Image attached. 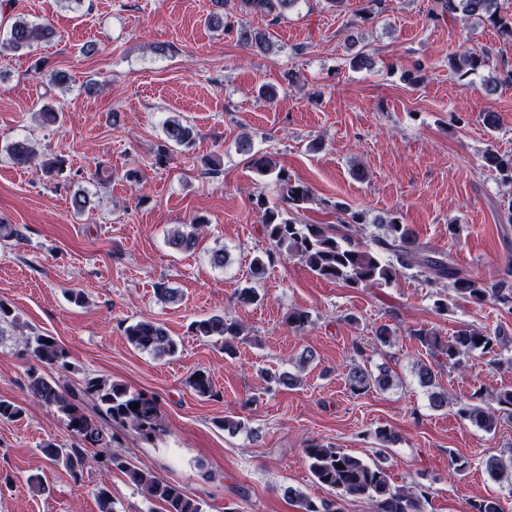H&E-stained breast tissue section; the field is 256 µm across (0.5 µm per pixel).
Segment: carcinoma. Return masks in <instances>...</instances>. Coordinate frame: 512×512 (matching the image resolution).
Listing matches in <instances>:
<instances>
[{"label": "carcinoma", "mask_w": 512, "mask_h": 512, "mask_svg": "<svg viewBox=\"0 0 512 512\" xmlns=\"http://www.w3.org/2000/svg\"><path fill=\"white\" fill-rule=\"evenodd\" d=\"M298 0H236L234 8L242 14H261L276 20L284 10ZM439 15L450 17L461 13L477 18L492 26L502 36L512 38V13H503L498 0H437ZM50 34L46 24L17 17L0 35V54L17 51ZM241 43L256 52H267L271 46L269 32L252 29L242 23L238 29ZM489 64V56L464 54L449 63V68L462 86L470 83V76ZM165 140L155 155L156 164L167 159L170 147L189 146L193 143V128L178 118L168 120L164 128ZM7 152L18 165H27L35 152L24 140L7 145ZM483 167L495 173L505 185L512 184V155L500 153L489 147L482 155ZM253 171L262 179H271L282 193L285 207H269L256 199L262 210V230L271 249L252 259L251 278L262 280L278 256L285 255L300 260L316 276L343 283L350 288H368L387 285L406 271L415 273L426 284L448 289L435 293L434 308L442 314L448 312V301L465 299L482 305L493 301L512 309V284L504 281L489 283L459 271L449 255L436 252L419 241L408 225L392 215L377 225L382 234L372 238V244L355 241L347 233H338L330 224H303L293 213L312 200L310 187L291 178L288 170L278 166L266 155L254 154L250 160ZM334 208L343 214L341 224L351 226L366 223V214L338 203ZM198 220L178 230L171 238V245L182 250L196 247ZM285 323L302 332L312 323L311 315L302 309L288 311ZM190 331L199 338H215L224 346L227 355L236 354L237 345L244 340L243 328L220 314L211 315L190 324ZM124 335L134 348L156 357H172L179 350L178 341L160 323L141 320L124 327ZM411 337L428 351L430 360L417 365L414 374L418 385L426 389L430 406L441 409L448 405L446 396L438 391V374L446 367L462 369L474 354H497L512 338L505 331L495 328L461 325L453 336H441L433 328L421 327L411 332ZM395 332L386 324L375 331L373 344L377 349L393 345ZM26 352L39 363L59 372L71 368L68 351L58 342H46V336L27 337ZM200 378H190L189 386L201 398L216 396L209 372L196 371ZM352 391L366 393L371 390L387 391L397 385L398 377L386 365L374 368L352 363L345 375ZM27 385L32 397L41 405L55 409L62 417L66 429L77 443L63 448L51 440L43 443L41 451L53 465L63 466L74 480H79L83 469L90 463L102 464L124 475L127 482L142 491L146 499L159 505L161 512H203L199 500L191 497L179 485L162 481L143 470L132 459L107 454L117 432H130L142 441L151 442L165 432L161 409L156 397L135 390L128 385L99 376L86 375L76 386H67L48 374L31 368L27 372ZM486 393L479 387L470 400L459 404L457 414L477 428L490 432L496 429L503 417L512 416V389L495 394V405L485 403ZM139 409H134V404ZM23 408L0 399V421L21 418ZM95 450L89 454V450ZM309 470L319 484L337 490L343 497L365 500L371 512H427L431 488L412 483L396 487L392 484L383 461L368 462L322 442H312L305 448ZM343 468H337V464ZM491 479L512 488V449L509 458L492 455L483 462ZM299 512H341L336 502H316L292 487L285 490Z\"/></svg>", "instance_id": "obj_1"}]
</instances>
